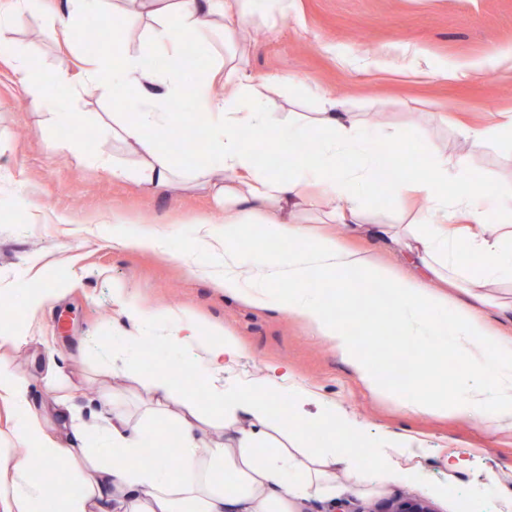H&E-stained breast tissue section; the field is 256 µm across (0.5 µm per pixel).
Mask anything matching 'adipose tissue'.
I'll return each mask as SVG.
<instances>
[{
    "label": "adipose tissue",
    "instance_id": "obj_1",
    "mask_svg": "<svg viewBox=\"0 0 512 512\" xmlns=\"http://www.w3.org/2000/svg\"><path fill=\"white\" fill-rule=\"evenodd\" d=\"M133 13L155 16L151 53L128 48L123 37L111 51L82 55L52 69L34 66L13 43L0 39V60L12 63L27 101L52 108V120L70 123L66 103L52 90L74 82L111 84L112 132L139 158L137 170L107 159L105 177L134 179L157 191L183 180L175 155L160 145L170 123L168 104L190 98L208 127L207 155L197 171L224 212V227L201 223L186 257L190 271L226 295L263 310L278 305L308 328L351 368L376 397L415 417H462L501 433L512 432V299L493 300L490 288H512V195L477 179L465 163L444 152L427 158L419 175L406 156L377 149L383 131L368 128L344 102L323 91L314 117L284 113L287 78L246 73L237 55L213 53L195 83L183 67L186 35L209 44L216 31L244 32L259 16L287 17L289 0H125ZM104 0H56L46 32L67 37L78 17L101 9ZM453 127L465 143L491 144L512 155V114L472 128ZM264 141L288 160L273 171L255 147ZM315 148L303 151L306 142ZM394 201L411 198L420 208L409 224L388 225L384 242L406 257L413 271L399 273L369 246L349 248L311 228L363 225L367 204L379 188ZM284 245L277 255L247 253L245 231ZM349 277L388 288L385 317L395 335L449 345L462 366L453 390L394 389L382 365L362 356L351 335L309 288L319 278ZM281 295H274V288ZM114 303L142 336H128L108 364L114 376L143 385L149 399L131 413L117 391L101 388L98 422L86 427L53 374L39 380L0 363V512H41L52 499L55 512H296L315 495L335 496L333 472L343 465L354 483L381 487L423 482L413 440L385 430L370 435L338 403L321 397L285 364L267 365L248 382L232 372L246 357L238 337L218 325L200 326L188 313L146 311L123 288ZM167 344L172 369L141 373L135 350L141 341ZM197 369L209 391L217 422H204L196 400L174 371ZM54 390L51 406H33L35 384ZM159 417L172 421L179 469L163 459L143 463V438ZM319 436L318 448H298V438ZM115 447L113 455L101 445ZM41 461L33 468L25 452Z\"/></svg>",
    "mask_w": 512,
    "mask_h": 512
}]
</instances>
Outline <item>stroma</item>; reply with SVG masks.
<instances>
[{"mask_svg": "<svg viewBox=\"0 0 512 512\" xmlns=\"http://www.w3.org/2000/svg\"><path fill=\"white\" fill-rule=\"evenodd\" d=\"M44 29L43 16L24 13L0 28V37L47 69L64 54H84L80 38L65 49ZM249 37L258 47L247 59L249 72L333 91L367 125L384 127L401 143L423 127L422 155L447 150L449 159H463L487 185L512 193V157L492 146L462 144L439 122L451 112L478 126L490 113L512 111V0H291L287 17L256 19ZM68 98L71 123L52 127L49 110L29 106L12 69L0 63V323L29 326L33 337L1 357L22 374L41 375L45 350L53 348L58 373L82 404L101 387L113 386L125 390L131 410H138L143 389L109 376L98 350L102 344L121 346L123 337L136 333L112 301L118 285L144 307L183 308L239 336L249 356L236 371L239 379L283 363L368 431L405 429L416 435L429 450L425 484L448 485L447 496L432 501L436 512H502L512 505V437L495 438L471 421L398 413L373 400L350 367L288 312L254 310L193 275L183 257L193 247L194 226L221 224L222 212L199 189L165 195L104 178L100 158L137 161L112 137V90L75 85ZM72 140L83 141V151H69ZM117 219L130 226L161 225L171 235V254L114 247ZM35 255L37 278L63 290L30 323L17 288ZM369 355L385 365L418 364L424 389L438 386V367L457 366L454 355L434 358L421 344L397 336ZM454 450L464 452L467 464L450 474L441 459ZM336 483L346 512L423 493L422 487L400 484L352 492L341 469Z\"/></svg>", "mask_w": 512, "mask_h": 512, "instance_id": "obj_1", "label": "stroma"}]
</instances>
